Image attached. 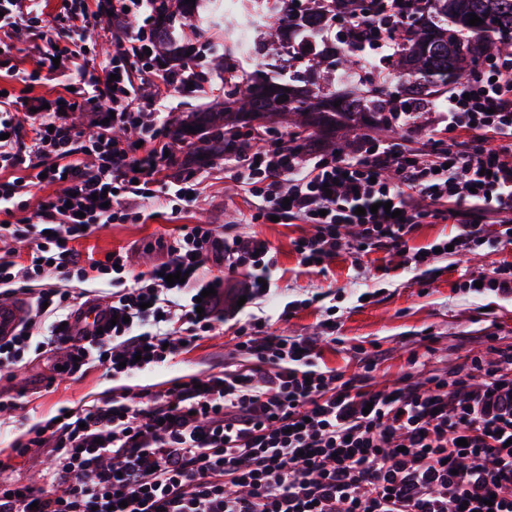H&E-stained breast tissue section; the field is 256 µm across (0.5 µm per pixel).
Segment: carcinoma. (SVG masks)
<instances>
[{
	"label": "carcinoma",
	"instance_id": "obj_1",
	"mask_svg": "<svg viewBox=\"0 0 512 512\" xmlns=\"http://www.w3.org/2000/svg\"><path fill=\"white\" fill-rule=\"evenodd\" d=\"M209 2L152 0L155 19L148 31V40L171 58L186 51L172 41L178 25L208 37L200 50L220 49L214 62L231 90L209 111L193 113L195 123L231 133L283 116L294 128L288 139L293 150L303 132L312 137L342 130L349 145L367 128L393 126L401 112L415 124L448 85L486 59L512 56V0H403L383 20L395 49L373 65L370 79L353 48L328 41L336 8L354 13L365 8L362 0H309L303 10L293 0H279L281 7L258 25L248 70L230 23L210 16ZM471 14L482 24H467Z\"/></svg>",
	"mask_w": 512,
	"mask_h": 512
}]
</instances>
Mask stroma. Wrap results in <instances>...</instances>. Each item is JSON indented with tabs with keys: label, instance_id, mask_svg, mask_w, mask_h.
<instances>
[{
	"label": "stroma",
	"instance_id": "1",
	"mask_svg": "<svg viewBox=\"0 0 512 512\" xmlns=\"http://www.w3.org/2000/svg\"><path fill=\"white\" fill-rule=\"evenodd\" d=\"M173 118L180 131L173 141V163L167 176L183 168L197 169L200 181L197 202L178 216L155 203L153 215L140 224H107L74 241V248L110 264L113 252H127L134 272H144L169 258L167 245L183 224H213L230 235L256 236L267 241L276 261L269 294L258 299L249 312L268 318L272 329L291 336H316L325 317L317 294L332 297L336 305L339 344L323 343L324 363L336 371L352 373L356 347L379 346L389 354L377 372L381 382L395 383L409 371L407 358L421 337H432L427 354L431 370L452 372L463 368L470 351L484 337L501 336L512 342V298L493 292L475 293L462 288L464 271H480L490 262L512 263V248L487 256L477 252L461 258L438 256L432 261L440 273L430 283H416L398 260L373 253L356 259L342 254L327 263L325 271L304 267L293 241L309 233L306 224H277L251 218L244 190L224 174V153L213 131L189 133L192 113L208 107L212 97L204 92H182ZM234 343L222 332L205 337L167 364L146 369L128 378H110L103 369L62 378L54 369L55 357L29 355L13 377H0V394L15 397L16 408L0 410V460L9 467L5 480L41 482L50 465L48 449H33L30 456L14 458L12 446L30 427L48 420L58 409L77 408L110 396H131L142 390H159L182 376L220 367Z\"/></svg>",
	"mask_w": 512,
	"mask_h": 512
}]
</instances>
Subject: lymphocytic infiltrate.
Instances as JSON below:
<instances>
[{"instance_id": "1", "label": "lymphocytic infiltrate", "mask_w": 512, "mask_h": 512, "mask_svg": "<svg viewBox=\"0 0 512 512\" xmlns=\"http://www.w3.org/2000/svg\"><path fill=\"white\" fill-rule=\"evenodd\" d=\"M150 6L62 0L53 14L46 0H0V76L73 79L46 104L0 96V212L33 211L27 223L0 225V238L33 244L22 260L0 257V298L29 297L17 332L0 337V372L34 352L58 355L69 375L100 367L131 376L226 326L240 359L33 428L16 455L46 448L52 465L39 485L0 481V512H512V345L492 359L472 351L466 372L414 373L399 385L374 383L378 353L343 376L323 363L317 338L263 333L261 322L241 320L222 280L200 279L199 255L217 247L228 271L250 268L242 294L260 299L273 266L264 241L220 242L213 225L184 224L168 260L149 271L133 273L113 254L117 277L131 281L112 295L117 323L83 343L62 330L71 298L47 274L86 282L108 272L71 241L98 224L144 221L145 204L159 198L180 214L199 190L195 172H159L175 92L204 90L207 80L147 54ZM344 25L360 54L392 52L377 34L380 16L356 13ZM105 28L113 51L98 63L88 50ZM21 38L37 44L29 71L14 58ZM76 112L92 135L73 123ZM436 112L447 138L421 150L371 137L354 156L298 152L253 132L233 151L234 179L259 215L312 226L293 242L304 266L383 252L424 284L434 251H409L408 241L425 221H454L447 242L456 256L512 246V57L487 61ZM44 183L54 194L33 200L31 187ZM177 272L185 282L167 283Z\"/></svg>"}]
</instances>
